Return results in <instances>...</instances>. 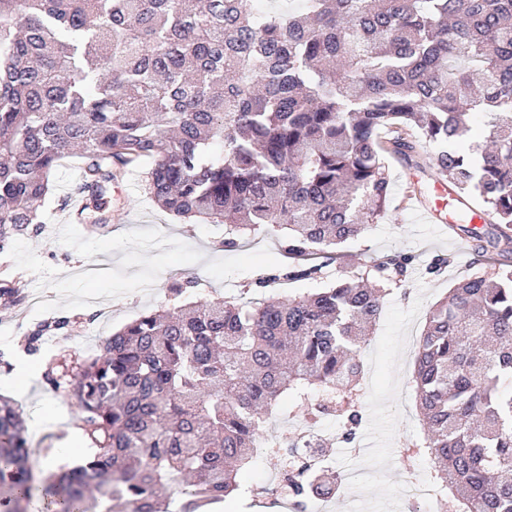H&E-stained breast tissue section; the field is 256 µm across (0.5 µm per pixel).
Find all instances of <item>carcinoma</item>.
<instances>
[{
    "instance_id": "1",
    "label": "carcinoma",
    "mask_w": 512,
    "mask_h": 512,
    "mask_svg": "<svg viewBox=\"0 0 512 512\" xmlns=\"http://www.w3.org/2000/svg\"><path fill=\"white\" fill-rule=\"evenodd\" d=\"M0 0V253L40 227L59 161L78 151L103 211L137 160L179 218L224 225V246L278 236L292 262L261 277L312 278L308 257L384 220L391 180L379 132L433 165L494 221L466 232L512 244V0ZM470 112L488 116L472 127ZM412 260H374L312 295L199 300L147 312L77 367L69 396L88 453L41 490L42 512H210L241 492L287 394L314 419L359 426L361 363L390 286ZM18 280L0 282L14 302ZM425 421L407 458L431 457L442 512H512V268L463 280L430 311L416 351ZM288 489L326 496L336 476L293 465ZM38 491L22 412L0 394V512Z\"/></svg>"
}]
</instances>
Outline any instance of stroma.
Returning a JSON list of instances; mask_svg holds the SVG:
<instances>
[{
    "mask_svg": "<svg viewBox=\"0 0 512 512\" xmlns=\"http://www.w3.org/2000/svg\"><path fill=\"white\" fill-rule=\"evenodd\" d=\"M432 145L420 142L410 157L391 155L392 181L388 217L363 236L348 240L329 254L319 255L321 272L315 279L276 284L290 296L307 295L336 281L343 271L396 253L412 258L406 280L384 299L371 339L361 349L363 367L362 422L353 443L342 440V424L328 415L307 422L302 416L280 414L269 420L266 434L281 442L297 437L313 424L321 439V456L330 471L358 474L359 479L331 500L310 499L306 512H427L401 495L407 477L430 478L434 464L424 458L404 461L401 448L423 434L412 382L416 346L430 307L459 281L489 276L501 265H512V252L479 249L463 231L423 221L414 201L443 200L447 210H460L455 195L440 196L441 176L428 163ZM81 160H60L53 192L38 232L15 241L0 254V273L23 280L20 305L0 304V384L24 364L35 378L16 395L27 422L32 467L46 477L51 464L67 462L58 448L69 439L85 444L81 412L72 403L67 384L78 360L99 353L105 337L140 314L176 305L172 283L196 277L195 299H247L254 281L286 263L275 237L259 235L237 247H223L224 227L185 224L159 209L145 189L147 163L130 167L112 190L103 224L76 222L72 206L78 200ZM447 258L439 275L428 266ZM69 319L68 327L41 336L37 350L25 352L24 338L44 321ZM55 368L60 388L45 379ZM244 496H231L212 512H291L280 496L265 493L269 482L263 455H256L240 475Z\"/></svg>",
    "mask_w": 512,
    "mask_h": 512,
    "instance_id": "obj_1",
    "label": "stroma"
}]
</instances>
